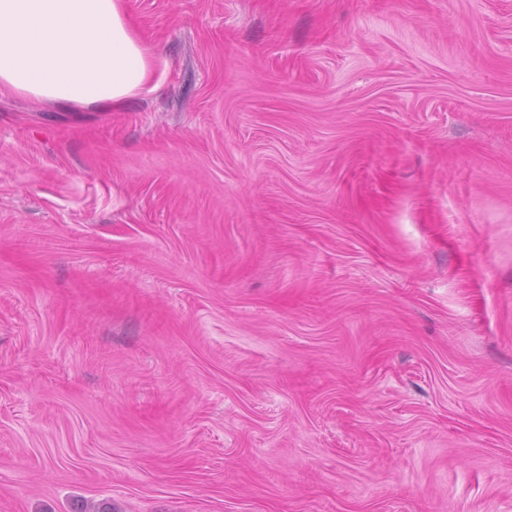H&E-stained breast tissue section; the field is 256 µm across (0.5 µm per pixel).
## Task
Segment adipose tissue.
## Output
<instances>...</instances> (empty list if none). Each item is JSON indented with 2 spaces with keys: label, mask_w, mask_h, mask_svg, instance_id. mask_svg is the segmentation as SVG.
Wrapping results in <instances>:
<instances>
[{
  "label": "adipose tissue",
  "mask_w": 512,
  "mask_h": 512,
  "mask_svg": "<svg viewBox=\"0 0 512 512\" xmlns=\"http://www.w3.org/2000/svg\"><path fill=\"white\" fill-rule=\"evenodd\" d=\"M153 77L126 0H0V90L37 105L110 111Z\"/></svg>",
  "instance_id": "obj_1"
}]
</instances>
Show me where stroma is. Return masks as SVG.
I'll use <instances>...</instances> for the list:
<instances>
[{
    "instance_id": "35a3bbf8",
    "label": "stroma",
    "mask_w": 512,
    "mask_h": 512,
    "mask_svg": "<svg viewBox=\"0 0 512 512\" xmlns=\"http://www.w3.org/2000/svg\"><path fill=\"white\" fill-rule=\"evenodd\" d=\"M126 5L0 94V512H512V0ZM153 77L126 0H0V90L72 112L110 111Z\"/></svg>"
}]
</instances>
